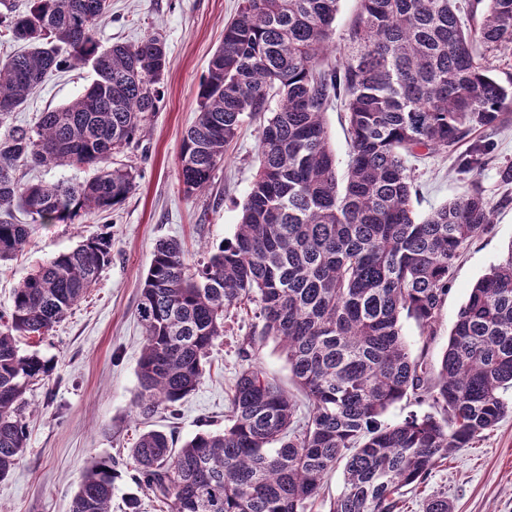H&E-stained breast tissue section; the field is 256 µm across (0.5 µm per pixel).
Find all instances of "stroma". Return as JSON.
<instances>
[{"instance_id": "35a3bbf8", "label": "stroma", "mask_w": 512, "mask_h": 512, "mask_svg": "<svg viewBox=\"0 0 512 512\" xmlns=\"http://www.w3.org/2000/svg\"><path fill=\"white\" fill-rule=\"evenodd\" d=\"M239 0H112L100 24L103 46L134 44L148 35L166 44L169 67L158 112L143 123L132 145L115 154V165L131 168L135 188L111 214H92L76 224L38 227L24 251L0 268V312L12 292L39 264L74 248L82 238L110 225L112 262L88 297L42 341L20 338L19 347L49 362V380L31 386L27 402V448L10 474L0 479V512H69L81 476L93 461L124 463L136 436L150 429L173 432L184 442L201 430L227 426L238 375L260 366L288 392H295L286 356L273 338L242 348L260 328L258 319L233 309L224 334L215 341L199 388L185 398L179 416L140 414L137 368L143 330L137 319L139 289L157 240H179L190 260L233 237L241 207L257 171L262 118L244 119L227 146L209 188L187 197L178 189V158L185 131L199 112V84L221 44L225 23ZM91 68L67 69L10 117L31 124L62 106L94 79ZM471 141L488 140L486 164L477 173L461 171L457 157L429 154L407 162L425 213L461 196L478 183L495 208L494 230L465 246L455 263L448 297L430 337L410 319L403 330L413 356L437 374L448 334L472 285L512 248V205L500 206L501 171L512 165V121L496 134L476 131ZM434 496L446 497L452 512H512V415L486 431L472 447L456 450L426 480L404 490V512H424Z\"/></svg>"}]
</instances>
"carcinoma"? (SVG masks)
<instances>
[{
    "label": "carcinoma",
    "mask_w": 512,
    "mask_h": 512,
    "mask_svg": "<svg viewBox=\"0 0 512 512\" xmlns=\"http://www.w3.org/2000/svg\"><path fill=\"white\" fill-rule=\"evenodd\" d=\"M340 0H240L199 87V113L183 136L178 184L204 190L246 116L270 113L259 167L232 239L196 267L161 240L140 288L143 329L137 406L176 414L204 376L232 307H252L259 335L282 342L307 411L262 368L238 376L230 425L174 447L162 430L129 450L132 481L160 512H307L345 461L344 490L328 512H402L403 488L457 448H469L512 413V248L477 280L448 337L437 378L412 357L402 319L429 331L448 296L459 250L488 233L494 208L477 183L420 214L407 158L452 154L477 129L512 114V86L489 74L491 51L512 48V0H359L348 54L328 56ZM110 0H29L0 27L26 50L0 57V124L57 72L89 66L95 78L71 103L32 126L0 134V264L38 225L110 212L135 187L110 166L158 111L169 60L164 42L103 47ZM277 108L270 109V100ZM345 102L351 134L346 184L323 115ZM488 145L460 159L481 168ZM97 170L72 184L24 182L22 167ZM29 222L14 221L13 210ZM112 262L101 232L38 265L0 315V478L27 445L25 393L48 362L17 337L43 339ZM412 395L444 412L385 424ZM112 460L83 475L70 512H112Z\"/></svg>",
    "instance_id": "1"
}]
</instances>
